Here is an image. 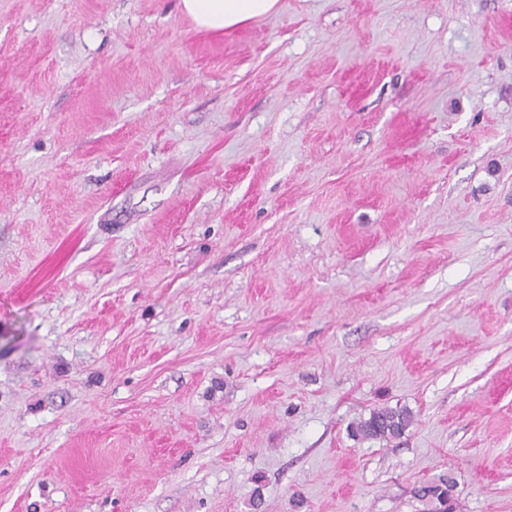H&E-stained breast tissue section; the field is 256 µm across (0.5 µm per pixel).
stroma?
I'll return each instance as SVG.
<instances>
[{
  "instance_id": "35a3bbf8",
  "label": "stroma",
  "mask_w": 512,
  "mask_h": 512,
  "mask_svg": "<svg viewBox=\"0 0 512 512\" xmlns=\"http://www.w3.org/2000/svg\"><path fill=\"white\" fill-rule=\"evenodd\" d=\"M178 2L0 0V512H512V0ZM278 0H180L199 29L229 31L276 10ZM412 421L411 413L405 409L385 408L373 411L368 419L360 420L355 426V432L363 438H397ZM456 484L448 475L442 474L433 481L424 482L413 490V497L424 505L423 512H450L452 494Z\"/></svg>"
}]
</instances>
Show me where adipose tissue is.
<instances>
[{
  "mask_svg": "<svg viewBox=\"0 0 512 512\" xmlns=\"http://www.w3.org/2000/svg\"><path fill=\"white\" fill-rule=\"evenodd\" d=\"M278 0H180L198 28L229 31L276 10Z\"/></svg>",
  "mask_w": 512,
  "mask_h": 512,
  "instance_id": "adipose-tissue-1",
  "label": "adipose tissue"
}]
</instances>
